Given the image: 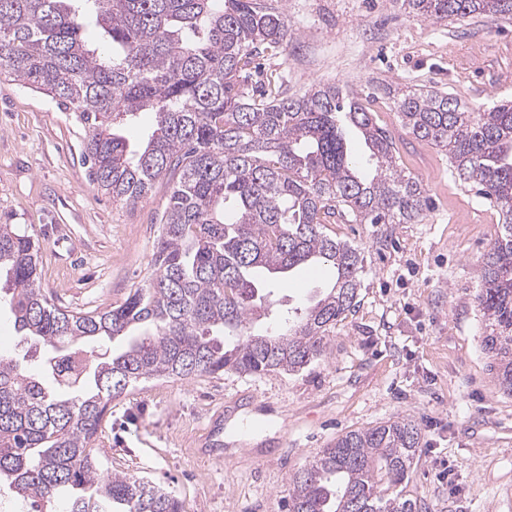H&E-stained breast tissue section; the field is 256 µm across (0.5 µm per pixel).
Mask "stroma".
<instances>
[{"label": "stroma", "mask_w": 512, "mask_h": 512, "mask_svg": "<svg viewBox=\"0 0 512 512\" xmlns=\"http://www.w3.org/2000/svg\"><path fill=\"white\" fill-rule=\"evenodd\" d=\"M285 12L293 39L256 59V79L280 73L292 96L334 83L370 100L431 206L417 224L328 225L361 249L365 272L320 359L295 374L141 384L110 403L97 453L109 471L165 486L186 512H287L289 478L315 452L407 417L422 442L404 493L422 512H512V396L489 370L472 300L500 215L460 185L445 152L413 139L383 92L441 90L476 111L512 101V18L432 23L395 0H286ZM87 133L0 67V224L38 239L43 289L76 311L120 304L145 283L169 198L160 181L136 205L112 201L83 163ZM327 280L304 269L273 290L283 308H302ZM242 409L263 414L262 427L224 443L223 461L200 456L216 414Z\"/></svg>", "instance_id": "stroma-1"}]
</instances>
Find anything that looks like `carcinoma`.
Here are the masks:
<instances>
[{
  "mask_svg": "<svg viewBox=\"0 0 512 512\" xmlns=\"http://www.w3.org/2000/svg\"><path fill=\"white\" fill-rule=\"evenodd\" d=\"M281 0H0V56L15 80L45 92L88 128L98 188L134 205L172 183L148 283L109 309L58 307L40 285L33 236L0 224V291L30 369L0 356V486L23 512H184L168 489L107 474L93 445L112 399L152 379L224 371L295 373L357 304L364 257L328 224H415L428 207L396 161L392 138L358 95L318 84L285 95L283 77L256 91L248 69L288 47ZM421 20L512 16V0H399ZM111 44L102 57L88 24ZM415 139L448 153L458 180L502 215L474 301L500 389L512 395V103L475 112L435 90L385 89ZM155 115L138 150L117 127ZM355 128L374 174L348 155ZM317 263L329 286L282 333L254 323L274 305L253 280ZM122 338L124 348L109 343ZM409 418L351 430L289 479L288 512H417L397 493L421 448Z\"/></svg>",
  "mask_w": 512,
  "mask_h": 512,
  "instance_id": "obj_1",
  "label": "carcinoma"
}]
</instances>
